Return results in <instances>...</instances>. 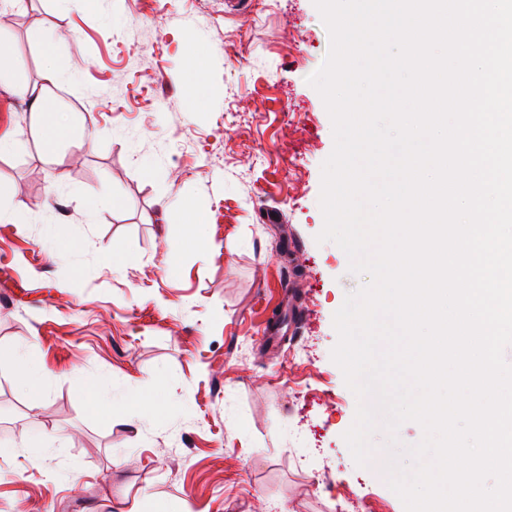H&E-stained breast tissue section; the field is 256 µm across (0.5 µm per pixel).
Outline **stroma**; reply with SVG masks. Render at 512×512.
Masks as SVG:
<instances>
[{"instance_id":"1","label":"stroma","mask_w":512,"mask_h":512,"mask_svg":"<svg viewBox=\"0 0 512 512\" xmlns=\"http://www.w3.org/2000/svg\"><path fill=\"white\" fill-rule=\"evenodd\" d=\"M0 30L30 83L67 72L87 124L74 157L0 156L26 217L0 222V512H404L385 431L366 467L343 440L333 316L369 278L316 240L334 138L313 0H0ZM196 214L203 250L181 245ZM290 282L309 319L264 348Z\"/></svg>"}]
</instances>
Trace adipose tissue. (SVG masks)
I'll list each match as a JSON object with an SVG mask.
<instances>
[{
    "label": "adipose tissue",
    "mask_w": 512,
    "mask_h": 512,
    "mask_svg": "<svg viewBox=\"0 0 512 512\" xmlns=\"http://www.w3.org/2000/svg\"><path fill=\"white\" fill-rule=\"evenodd\" d=\"M9 37L0 32V87L13 90L30 101L31 123L29 132L0 131V155L14 153L23 148L26 138L41 142L46 156L61 158L66 150L81 149L84 137L73 117L58 107L51 98L54 89L64 82V76L55 65H46L41 80L29 84L21 74L20 63L8 48Z\"/></svg>",
    "instance_id": "1"
}]
</instances>
